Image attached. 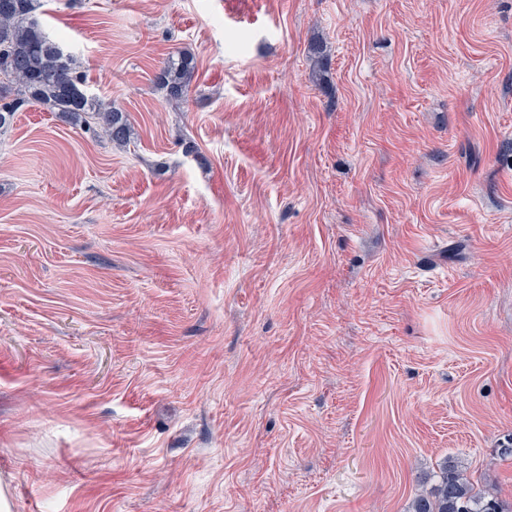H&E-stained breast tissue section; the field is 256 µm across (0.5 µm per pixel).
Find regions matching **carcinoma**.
<instances>
[{
	"label": "carcinoma",
	"instance_id": "1",
	"mask_svg": "<svg viewBox=\"0 0 512 512\" xmlns=\"http://www.w3.org/2000/svg\"><path fill=\"white\" fill-rule=\"evenodd\" d=\"M35 10L36 0H0V131L33 101L72 125L93 120L113 144L127 146L132 131L123 113L88 95L73 58L43 32ZM194 71L192 57H170L157 81L170 99L180 101ZM408 512H512V503L500 497L497 486L476 484L457 463L446 460L439 481L416 494Z\"/></svg>",
	"mask_w": 512,
	"mask_h": 512
}]
</instances>
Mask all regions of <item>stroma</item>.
<instances>
[{
	"instance_id": "1",
	"label": "stroma",
	"mask_w": 512,
	"mask_h": 512,
	"mask_svg": "<svg viewBox=\"0 0 512 512\" xmlns=\"http://www.w3.org/2000/svg\"><path fill=\"white\" fill-rule=\"evenodd\" d=\"M36 16L132 142L0 132L10 512H406L448 459L512 502V0ZM195 71L193 57L183 55L177 59L169 57L157 76L158 83L166 90L171 100H182L188 91Z\"/></svg>"
}]
</instances>
